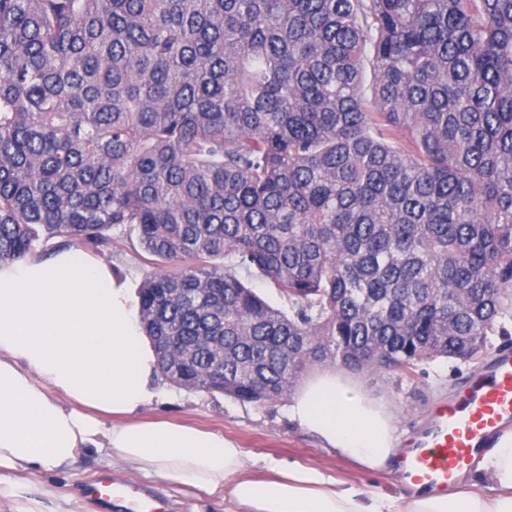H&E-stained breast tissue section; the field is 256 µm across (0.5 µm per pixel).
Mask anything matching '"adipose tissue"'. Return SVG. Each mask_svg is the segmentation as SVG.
<instances>
[{
  "label": "adipose tissue",
  "mask_w": 512,
  "mask_h": 512,
  "mask_svg": "<svg viewBox=\"0 0 512 512\" xmlns=\"http://www.w3.org/2000/svg\"><path fill=\"white\" fill-rule=\"evenodd\" d=\"M158 375L139 297L111 265L81 247L0 264V497L15 498V512H37L36 500L20 496L24 476L67 470L94 451L224 495L238 512H512V431L479 464L489 494L366 496L298 462L252 476L223 433L141 419ZM289 412L361 473L384 472L397 452L392 409L343 370L307 377Z\"/></svg>",
  "instance_id": "obj_1"
}]
</instances>
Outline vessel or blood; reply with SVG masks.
<instances>
[{
  "instance_id": "vessel-or-blood-1",
  "label": "vessel or blood",
  "mask_w": 512,
  "mask_h": 512,
  "mask_svg": "<svg viewBox=\"0 0 512 512\" xmlns=\"http://www.w3.org/2000/svg\"><path fill=\"white\" fill-rule=\"evenodd\" d=\"M510 427L512 349L505 348L436 409L426 428L413 433L396 461L406 490L447 495L474 470L485 448ZM84 493L101 507L126 500L130 512H163L165 508L158 494L115 486L105 475L86 483Z\"/></svg>"
}]
</instances>
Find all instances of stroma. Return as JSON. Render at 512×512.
<instances>
[{
	"instance_id": "35a3bbf8",
	"label": "stroma",
	"mask_w": 512,
	"mask_h": 512,
	"mask_svg": "<svg viewBox=\"0 0 512 512\" xmlns=\"http://www.w3.org/2000/svg\"><path fill=\"white\" fill-rule=\"evenodd\" d=\"M94 254L111 262L134 289L153 269L136 238L120 228L113 230L111 246L97 248ZM481 367L478 361L462 363L438 358L419 363L409 371L365 369L358 376L368 392L391 404L397 415L395 435L402 441L423 429L436 408L453 398L464 381ZM158 386L161 396L143 410V417H159L224 433L244 448L251 473L262 475L271 464L297 461L319 467L332 478L357 482L370 493L392 497L406 494L398 473L357 475L354 466L336 449L322 447L290 419V397L243 403L220 392L189 390L163 378ZM105 472L121 482L160 494L167 502L168 512H229L231 507L223 497L144 477L131 468L110 465L104 455L97 453L80 454L66 472L46 473L33 479L23 494L40 501L42 512H98L85 501L82 488L85 480Z\"/></svg>"
}]
</instances>
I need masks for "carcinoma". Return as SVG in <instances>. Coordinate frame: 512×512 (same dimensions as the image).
Masks as SVG:
<instances>
[{"mask_svg":"<svg viewBox=\"0 0 512 512\" xmlns=\"http://www.w3.org/2000/svg\"><path fill=\"white\" fill-rule=\"evenodd\" d=\"M119 226L147 335L192 351L176 385L260 403L327 359L487 353L512 0H0V263ZM238 275L248 287L252 288L263 299L274 307L282 308L288 313V300L280 294L272 283L258 276L253 271L248 273L245 270L239 269Z\"/></svg>","mask_w":512,"mask_h":512,"instance_id":"carcinoma-1","label":"carcinoma"}]
</instances>
